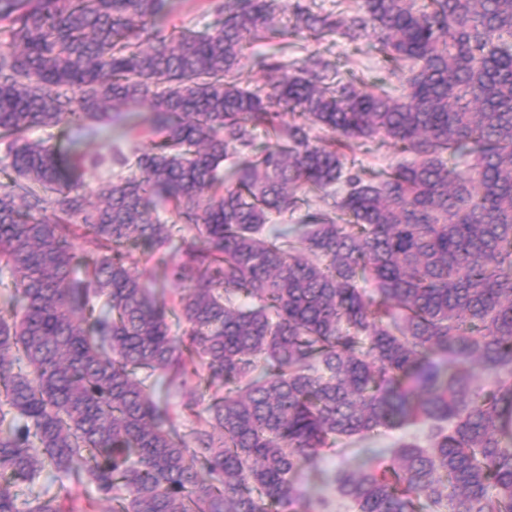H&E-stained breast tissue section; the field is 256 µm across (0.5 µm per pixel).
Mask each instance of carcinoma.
<instances>
[{"label": "carcinoma", "mask_w": 512, "mask_h": 512, "mask_svg": "<svg viewBox=\"0 0 512 512\" xmlns=\"http://www.w3.org/2000/svg\"><path fill=\"white\" fill-rule=\"evenodd\" d=\"M168 4L0 0V512H294L299 461L402 426L331 476L356 512H512V0ZM341 27L397 92L273 55L241 86L246 47ZM139 109L93 204L75 134ZM378 137L405 160L346 161ZM203 0H170L169 20L176 25H183L199 31L211 26L215 22V16L208 11Z\"/></svg>", "instance_id": "1"}]
</instances>
